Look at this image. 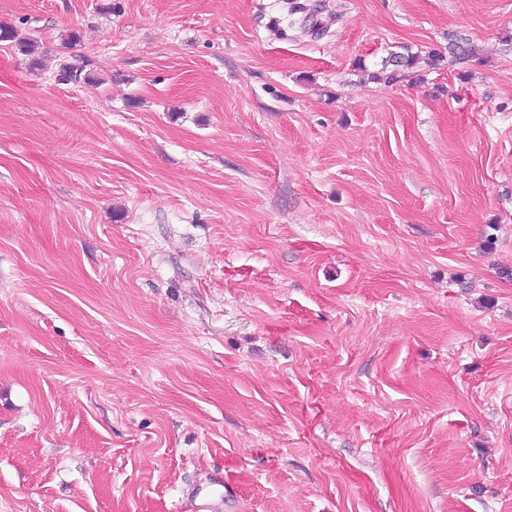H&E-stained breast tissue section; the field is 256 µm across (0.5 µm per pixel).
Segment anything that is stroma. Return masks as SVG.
<instances>
[{
	"instance_id": "stroma-1",
	"label": "stroma",
	"mask_w": 512,
	"mask_h": 512,
	"mask_svg": "<svg viewBox=\"0 0 512 512\" xmlns=\"http://www.w3.org/2000/svg\"><path fill=\"white\" fill-rule=\"evenodd\" d=\"M302 2L0 0V512H512V0ZM382 63V69L379 74H383L389 82H398L408 76L407 72L409 70L416 67L419 63V56L406 49L404 53H392ZM389 66H392V69H389Z\"/></svg>"
}]
</instances>
